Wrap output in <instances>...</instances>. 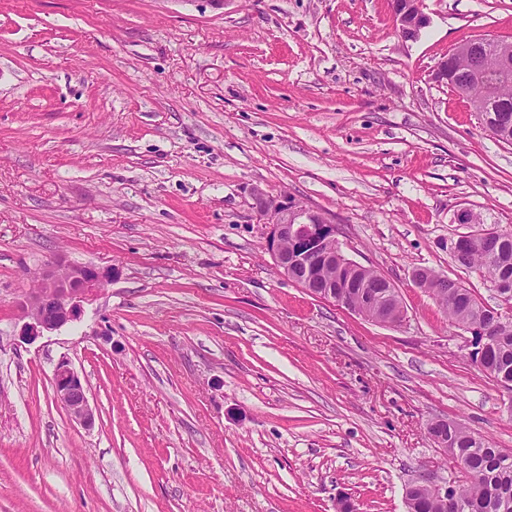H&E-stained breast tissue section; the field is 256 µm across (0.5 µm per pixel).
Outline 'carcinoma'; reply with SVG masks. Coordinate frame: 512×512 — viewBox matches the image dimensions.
Returning a JSON list of instances; mask_svg holds the SVG:
<instances>
[{"mask_svg":"<svg viewBox=\"0 0 512 512\" xmlns=\"http://www.w3.org/2000/svg\"><path fill=\"white\" fill-rule=\"evenodd\" d=\"M512 115V77L498 89V98L481 113L487 121L503 113ZM499 243L475 237L452 254L454 261L465 268L476 267L488 279H512V232L503 233ZM323 281H365L369 287L363 292L371 303L358 310L368 319L387 322L391 309L386 305L384 283L375 279V270L367 267L328 268L321 274ZM441 304L448 320L462 327L471 328L475 337L489 343L482 352L471 354V360L489 378L508 393H512V320L495 309L484 306L468 288H460L448 280L440 288L430 289ZM444 424L437 422L432 428ZM448 454L453 462L462 463L463 470L455 472L453 483L456 501L448 504L434 499L423 482L409 486L406 494L415 502V512H503L504 499H512V453L492 446L483 436L461 423L446 425Z\"/></svg>","mask_w":512,"mask_h":512,"instance_id":"carcinoma-1","label":"carcinoma"}]
</instances>
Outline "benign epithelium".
I'll use <instances>...</instances> for the list:
<instances>
[{
  "instance_id": "7a95c632",
  "label": "benign epithelium",
  "mask_w": 512,
  "mask_h": 512,
  "mask_svg": "<svg viewBox=\"0 0 512 512\" xmlns=\"http://www.w3.org/2000/svg\"><path fill=\"white\" fill-rule=\"evenodd\" d=\"M417 7L416 17L409 24L403 20L406 12L394 13L399 35L406 41L418 38L428 26L429 17L419 8V0H411ZM494 58L495 70L500 74L512 72V43L503 40H462L448 52L433 70L440 84L448 83V73L454 62L464 60L467 67L460 71L455 90L467 95L470 87L492 89L486 66ZM251 208L256 216L271 225L269 250L278 272L294 281L311 295L327 299L347 309H358L359 302L333 289H323L314 281L313 272L323 267H356L358 263L346 257L336 239V227L319 212L284 202L271 192L254 187L250 190ZM109 281L107 273L92 264H67L62 260L47 265L40 274L38 287L21 303L20 335L34 340L47 333L77 322L84 313V305L91 302ZM56 400L68 411L72 420L90 427L94 414L89 403L85 381L67 362L59 363L53 373Z\"/></svg>"
}]
</instances>
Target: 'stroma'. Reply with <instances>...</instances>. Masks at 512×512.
<instances>
[{
  "label": "stroma",
  "mask_w": 512,
  "mask_h": 512,
  "mask_svg": "<svg viewBox=\"0 0 512 512\" xmlns=\"http://www.w3.org/2000/svg\"><path fill=\"white\" fill-rule=\"evenodd\" d=\"M421 9L405 41L391 0H0V512H406L451 478L432 422L512 452V398L412 279L512 313L448 251L512 231V145L431 78L462 39L512 40V0ZM254 186L335 224L404 321L279 275ZM55 258L111 280L24 340ZM63 360L92 427L55 398ZM411 1V4L417 8L416 17L413 23L409 24L406 20H402V17L406 15L407 10L404 9L400 14L397 12L399 2H393V13L396 28L398 29L399 35L405 41H414L418 38L422 29L428 26L430 19L420 8L419 0H402Z\"/></svg>",
  "instance_id": "obj_1"
}]
</instances>
